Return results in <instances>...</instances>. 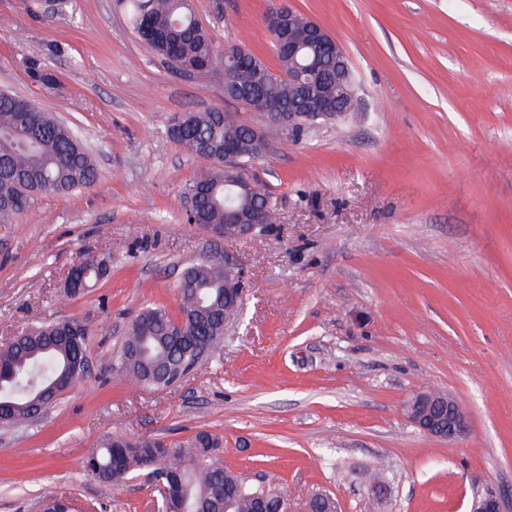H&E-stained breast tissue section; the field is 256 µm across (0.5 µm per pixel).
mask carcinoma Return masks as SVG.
I'll return each instance as SVG.
<instances>
[{"label":"carcinoma","instance_id":"1","mask_svg":"<svg viewBox=\"0 0 512 512\" xmlns=\"http://www.w3.org/2000/svg\"><path fill=\"white\" fill-rule=\"evenodd\" d=\"M133 29L152 52L177 71L203 78L220 66L233 84H249L263 77L266 99L288 108V80L264 68L254 55L236 45L224 49L199 23L190 0H128ZM279 63L288 73L295 62L280 47V34L267 26ZM336 56L322 60L318 91L356 96L354 76H345ZM170 137L194 158L214 164L185 185L183 195L193 199L194 218L200 224H230L235 210L262 207L265 193L257 185L243 190L232 185L224 164V145L234 148L241 169L261 155V143L229 113L213 109L192 114L184 127L169 125ZM97 179L94 164L83 144L63 123L17 96L0 91V224L13 222L29 211L45 193H70L91 187ZM223 259L198 260L183 271L191 287L178 291L185 320V342L170 336L174 318L163 307H146L132 319L116 365L142 387H169L196 367L202 352H211L223 339L224 327L237 320L240 308L224 300L219 279ZM73 332L60 321L35 320L0 352V425L29 420L38 411V395L61 385L73 387L86 376V325L74 321ZM136 448L116 457L113 438L102 442L83 461L86 474L115 484L142 474L153 476L159 512H177L185 506L196 512H278L280 499L261 498L260 488L246 484L224 466L218 454L221 438L199 431L184 444L150 448L135 440Z\"/></svg>","mask_w":512,"mask_h":512}]
</instances>
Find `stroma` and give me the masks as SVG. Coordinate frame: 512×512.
Instances as JSON below:
<instances>
[{
  "label": "stroma",
  "mask_w": 512,
  "mask_h": 512,
  "mask_svg": "<svg viewBox=\"0 0 512 512\" xmlns=\"http://www.w3.org/2000/svg\"><path fill=\"white\" fill-rule=\"evenodd\" d=\"M273 0H192L217 46L279 64ZM343 46L358 106L300 135L265 129L249 165L274 204L242 240L187 223L203 170L172 117L220 108L224 72L178 74L135 35L124 0H0V90L77 130L98 178L0 224V351L33 318L89 328L88 375L30 422L0 426V512H155L143 479L102 484L83 459L111 435L222 436L248 484L286 489L290 512L326 494L339 512H470L496 492L512 512V0H288ZM218 250L245 298L224 343L168 388L115 365L146 306L179 312L182 271ZM109 275L63 288L86 255ZM442 391L468 431L424 434L405 406Z\"/></svg>",
  "instance_id": "1"
}]
</instances>
